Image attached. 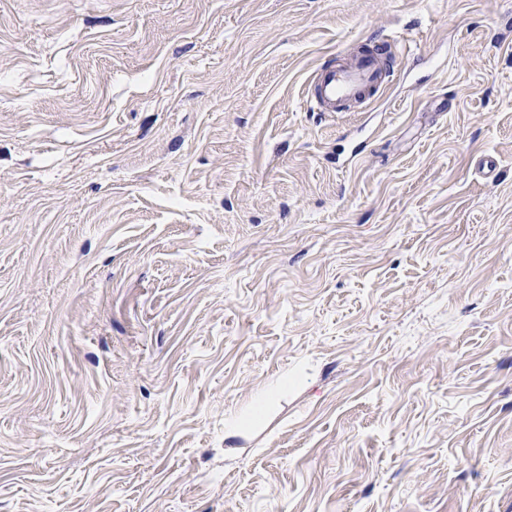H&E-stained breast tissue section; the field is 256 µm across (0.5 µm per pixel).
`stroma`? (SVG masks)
<instances>
[{
  "label": "stroma",
  "mask_w": 512,
  "mask_h": 512,
  "mask_svg": "<svg viewBox=\"0 0 512 512\" xmlns=\"http://www.w3.org/2000/svg\"><path fill=\"white\" fill-rule=\"evenodd\" d=\"M0 512H512V0H0ZM384 53L362 55L346 68L326 67L311 84V98L319 112H340L345 100L357 98L383 78ZM287 385L288 376L277 379L250 402L245 412L228 417L224 425L225 437L234 436L248 421L262 414L269 401Z\"/></svg>",
  "instance_id": "obj_1"
}]
</instances>
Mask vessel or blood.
<instances>
[{"mask_svg": "<svg viewBox=\"0 0 512 512\" xmlns=\"http://www.w3.org/2000/svg\"><path fill=\"white\" fill-rule=\"evenodd\" d=\"M380 60V54H365L348 67L324 68L311 85V97L318 111H341L345 100L379 84L383 78Z\"/></svg>", "mask_w": 512, "mask_h": 512, "instance_id": "1", "label": "vessel or blood"}]
</instances>
